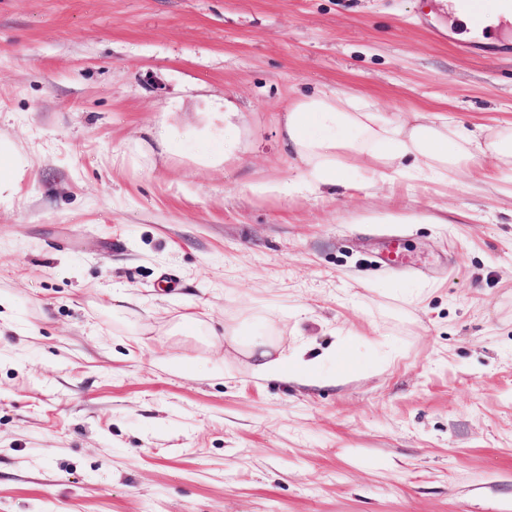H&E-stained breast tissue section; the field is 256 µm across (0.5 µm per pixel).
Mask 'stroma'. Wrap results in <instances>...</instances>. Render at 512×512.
I'll list each match as a JSON object with an SVG mask.
<instances>
[{
    "label": "stroma",
    "instance_id": "1",
    "mask_svg": "<svg viewBox=\"0 0 512 512\" xmlns=\"http://www.w3.org/2000/svg\"><path fill=\"white\" fill-rule=\"evenodd\" d=\"M462 32L448 0H0V512H512V168L321 192L278 123L316 91L512 121V35ZM235 336L319 363L260 378Z\"/></svg>",
    "mask_w": 512,
    "mask_h": 512
}]
</instances>
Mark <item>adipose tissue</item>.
<instances>
[{
    "instance_id": "1",
    "label": "adipose tissue",
    "mask_w": 512,
    "mask_h": 512,
    "mask_svg": "<svg viewBox=\"0 0 512 512\" xmlns=\"http://www.w3.org/2000/svg\"><path fill=\"white\" fill-rule=\"evenodd\" d=\"M283 134L288 149L308 167V183L316 188L347 185L348 167L336 160L337 154L376 153L391 163L411 161L443 174L476 162L480 155L493 153L503 164L512 166V127L484 138L483 128L449 126L447 117L438 121L404 126L383 118L368 103L346 95L311 94L293 101L283 115ZM251 355L253 371L259 376L314 367L304 347L291 356H277L265 343L257 341Z\"/></svg>"
}]
</instances>
